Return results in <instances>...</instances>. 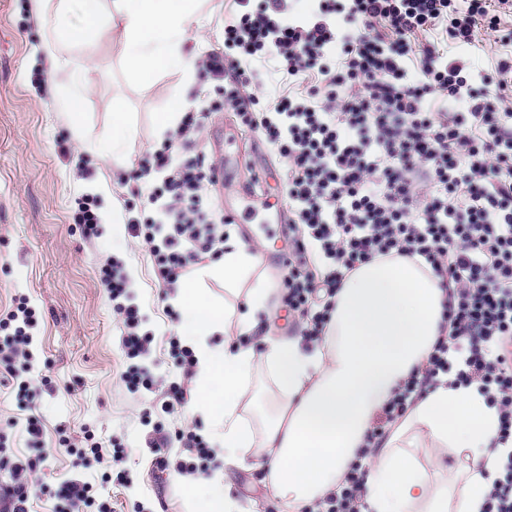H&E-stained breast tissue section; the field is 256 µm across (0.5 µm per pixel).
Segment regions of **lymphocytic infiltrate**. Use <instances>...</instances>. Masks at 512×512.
I'll use <instances>...</instances> for the list:
<instances>
[{
  "mask_svg": "<svg viewBox=\"0 0 512 512\" xmlns=\"http://www.w3.org/2000/svg\"><path fill=\"white\" fill-rule=\"evenodd\" d=\"M512 0H319L305 20L283 23L287 0H261L224 22V48L197 62L207 77L224 74V49L236 52L224 99L243 125L260 132L287 158L286 198L292 250L285 263L283 302L305 323L307 341L321 340L346 277L376 258L421 257L448 293L439 336L421 366L400 381L366 435L377 449L418 396L439 385H477L498 413V441H512V31L501 10ZM348 26H337L336 15ZM386 21L385 40L374 22ZM497 33L501 50L490 72L449 59V46L470 50L478 30ZM436 41L413 43L418 33ZM275 62L292 89L264 112L251 111L240 88L260 81ZM464 104L461 112L448 103ZM204 120L186 114L163 147L143 157L132 178L146 184L155 213L132 218L160 278L176 284L200 255L224 250L229 216L205 205L212 168L202 158L176 163L174 147L189 150ZM122 320L121 350L135 361L151 336L141 333L137 305L124 303L120 264L105 272ZM36 312L19 304L0 319V369L17 382V398H33L31 334ZM194 449L206 465L211 450L195 431L159 436L148 446L159 470L169 447ZM366 477L353 464L321 512H360ZM55 512H111L90 484L61 483L50 493ZM481 512H512V451L498 463Z\"/></svg>",
  "mask_w": 512,
  "mask_h": 512,
  "instance_id": "obj_1",
  "label": "lymphocytic infiltrate"
}]
</instances>
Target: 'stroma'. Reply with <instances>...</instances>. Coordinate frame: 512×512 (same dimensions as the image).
Returning <instances> with one entry per match:
<instances>
[{"label": "stroma", "instance_id": "stroma-1", "mask_svg": "<svg viewBox=\"0 0 512 512\" xmlns=\"http://www.w3.org/2000/svg\"><path fill=\"white\" fill-rule=\"evenodd\" d=\"M81 23L76 0L65 13L44 20L34 0H0V319L23 298L38 311L35 399L18 403L12 384L0 383V441L8 456L0 465V489L12 484V465L19 462L37 486L90 482L112 512H193V496H205L210 476L222 471L246 512H288L287 504L262 483L260 469L228 468L215 456L204 474H186L178 465L194 462L195 456L180 446L171 450L169 470L152 464L145 446L148 432L186 427L201 435L209 432L203 415L188 416L194 377L170 355L181 321L170 301L173 290L159 279L148 247L126 228L129 217L150 213L131 171L139 158L160 148L154 115L166 110L174 93L185 90V73L173 70L149 81L130 75L123 67L118 33L104 26L91 41L63 47L65 54L94 65L83 105L78 114H70L63 108L62 78L43 63L37 48L56 26ZM187 92L192 111L206 115L197 134L198 152L215 165L227 159L238 163L230 181L212 187L214 204L230 208L255 172L266 175V196L279 197L286 159L240 123L216 82L198 79ZM119 96L130 136L123 155L104 162L90 146L110 134ZM77 125L83 138L73 132ZM86 197L94 200L99 217L91 236L76 221L78 204ZM233 219L264 258L258 274L282 283L285 272L277 256L289 249L287 233L279 229L265 236L257 214L237 212ZM115 262L124 274H135L137 285L128 296L143 314L141 332L153 338L140 359L154 376L149 391L130 392L122 380L129 361L118 345L120 319L99 277L102 267ZM173 383L181 386L183 401L170 409L166 391ZM30 417L42 429L36 449L24 434ZM94 444L107 450L121 446L125 456L116 463L107 454L82 466L77 449Z\"/></svg>", "mask_w": 512, "mask_h": 512}]
</instances>
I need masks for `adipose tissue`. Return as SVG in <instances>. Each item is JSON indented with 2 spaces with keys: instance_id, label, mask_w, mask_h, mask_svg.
<instances>
[{
  "instance_id": "adipose-tissue-1",
  "label": "adipose tissue",
  "mask_w": 512,
  "mask_h": 512,
  "mask_svg": "<svg viewBox=\"0 0 512 512\" xmlns=\"http://www.w3.org/2000/svg\"><path fill=\"white\" fill-rule=\"evenodd\" d=\"M82 8V28L58 30L41 45L52 71L69 86L64 104L72 112L89 88L88 69L64 55L62 44L93 39L102 14L111 12L126 68L147 80L188 67L183 48L202 24L204 0H82ZM259 263L245 238L227 228L220 260L180 283L172 299L184 314L178 334L194 355L187 410L207 417L215 454L240 468L262 458L266 483L294 512L334 492L358 459L367 471L362 512H480L486 473L494 468L498 415L476 386L442 384L427 391L380 450L357 456L376 410L436 342L448 299L439 277L417 257L374 260L344 281L322 343L263 336L278 399L257 428L240 412L253 401L252 349L214 346L209 339L235 328L254 331L271 317L276 290L262 280L249 286L246 311L232 317L205 300L198 285L220 277L226 290H236ZM423 448L431 449L434 465L450 451L463 456L459 487L434 479L419 459Z\"/></svg>"
}]
</instances>
